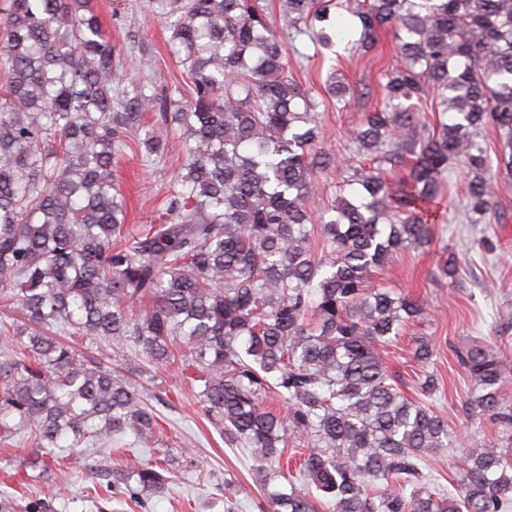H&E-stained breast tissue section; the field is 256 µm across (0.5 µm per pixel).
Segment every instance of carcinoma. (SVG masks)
I'll return each instance as SVG.
<instances>
[{
    "instance_id": "1",
    "label": "carcinoma",
    "mask_w": 512,
    "mask_h": 512,
    "mask_svg": "<svg viewBox=\"0 0 512 512\" xmlns=\"http://www.w3.org/2000/svg\"><path fill=\"white\" fill-rule=\"evenodd\" d=\"M151 4L187 92L149 88L152 59L114 54L89 0L0 9V296L15 313L0 319L14 352L0 361V441L45 449L24 468L48 474L56 448L154 436L160 416L138 385L62 341L79 336L181 362L207 417L251 450L253 481L287 483L260 512H507L502 359L479 345L460 355L476 385L467 410L496 418L502 443L473 442L447 491L423 461L456 444L448 421L405 396L380 358L422 305L369 277L430 243L452 165L467 169L476 224L494 179L512 176V0H278L283 23L321 52L363 54L395 32L402 62L343 161L316 150L325 100L293 77L261 0ZM486 127L501 138L494 154ZM173 148L183 163L165 212L126 223L116 160L130 151L154 167ZM336 170L316 218L320 179ZM435 356L415 341V363ZM270 388L288 416L262 406ZM290 437L307 444L295 474L281 465ZM165 464L134 454L116 483L157 494Z\"/></svg>"
}]
</instances>
